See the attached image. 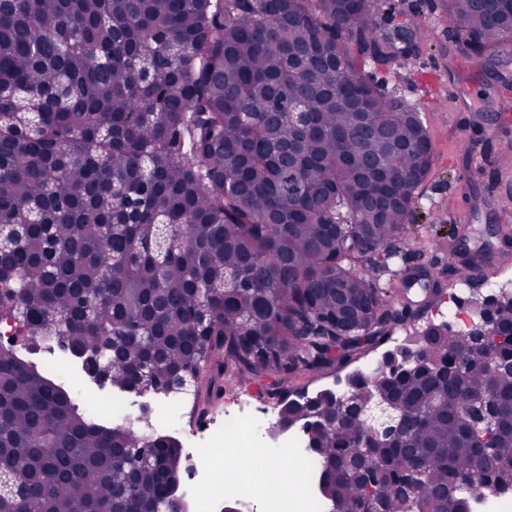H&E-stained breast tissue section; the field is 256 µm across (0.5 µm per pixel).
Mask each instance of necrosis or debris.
<instances>
[{
	"instance_id": "obj_1",
	"label": "necrosis or debris",
	"mask_w": 512,
	"mask_h": 512,
	"mask_svg": "<svg viewBox=\"0 0 512 512\" xmlns=\"http://www.w3.org/2000/svg\"><path fill=\"white\" fill-rule=\"evenodd\" d=\"M234 404L235 422L229 427L187 430L178 410L158 420L161 430L174 436L184 463L173 493L182 502L184 512H222L231 491L243 512H326L327 504L315 489L320 462L304 448L300 434L279 431L276 407L255 409L241 398ZM272 453L293 463L273 494L256 486L246 467L224 464L228 456L260 461Z\"/></svg>"
}]
</instances>
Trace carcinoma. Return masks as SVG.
Returning a JSON list of instances; mask_svg holds the SVG:
<instances>
[{
	"label": "carcinoma",
	"mask_w": 512,
	"mask_h": 512,
	"mask_svg": "<svg viewBox=\"0 0 512 512\" xmlns=\"http://www.w3.org/2000/svg\"><path fill=\"white\" fill-rule=\"evenodd\" d=\"M383 0H0V321L53 338L121 392L263 380L301 422L330 512H473L512 491V295L478 334L428 321L432 270L380 285L432 170L418 108L365 73L396 59ZM457 54L512 44V0H445ZM422 357L403 361L400 351ZM351 369L390 442L336 421ZM139 445L150 464L123 454ZM168 434L89 420L0 342V512H156L181 472Z\"/></svg>",
	"instance_id": "cac0c4a2"
}]
</instances>
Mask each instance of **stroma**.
<instances>
[{
	"mask_svg": "<svg viewBox=\"0 0 512 512\" xmlns=\"http://www.w3.org/2000/svg\"><path fill=\"white\" fill-rule=\"evenodd\" d=\"M381 26L400 29L399 57L367 73L385 91L419 108L434 154L432 172L418 190L407 243L390 261L391 273L400 274L419 263L428 241L451 232L466 235L469 247L481 246V229L500 223L503 206L512 207V169L497 163L498 155L512 148V111L497 106L503 93L497 76L512 74V50L492 66H463L454 52L458 35L441 0H386ZM487 273L493 284L512 283V246L494 240L480 264L441 274V303L429 310L428 319L463 316L464 301L490 293L492 285L483 279Z\"/></svg>",
	"mask_w": 512,
	"mask_h": 512,
	"instance_id": "1",
	"label": "stroma"
}]
</instances>
